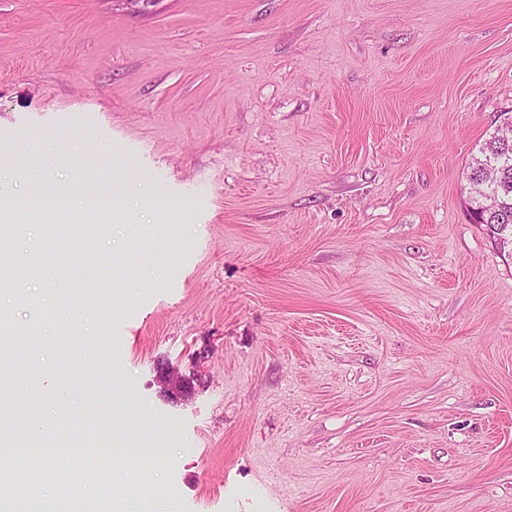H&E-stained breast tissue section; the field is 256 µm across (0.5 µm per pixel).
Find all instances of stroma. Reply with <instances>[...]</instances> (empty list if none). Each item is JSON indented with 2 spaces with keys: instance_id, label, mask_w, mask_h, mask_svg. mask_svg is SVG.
<instances>
[{
  "instance_id": "1",
  "label": "stroma",
  "mask_w": 512,
  "mask_h": 512,
  "mask_svg": "<svg viewBox=\"0 0 512 512\" xmlns=\"http://www.w3.org/2000/svg\"><path fill=\"white\" fill-rule=\"evenodd\" d=\"M507 112L512 0H0V193L50 144L130 216L66 265L0 236V416L84 476L16 512H512V258L463 193Z\"/></svg>"
}]
</instances>
